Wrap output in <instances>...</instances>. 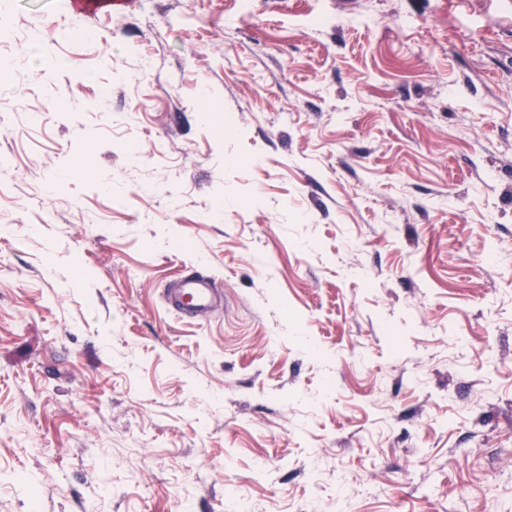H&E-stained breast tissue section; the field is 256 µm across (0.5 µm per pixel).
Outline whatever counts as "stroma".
I'll return each mask as SVG.
<instances>
[{
    "mask_svg": "<svg viewBox=\"0 0 512 512\" xmlns=\"http://www.w3.org/2000/svg\"><path fill=\"white\" fill-rule=\"evenodd\" d=\"M1 60L0 512H512L487 0H7ZM216 281L202 273L192 271L171 288L168 303L182 315L210 312L221 305L222 293Z\"/></svg>",
    "mask_w": 512,
    "mask_h": 512,
    "instance_id": "obj_1",
    "label": "stroma"
}]
</instances>
